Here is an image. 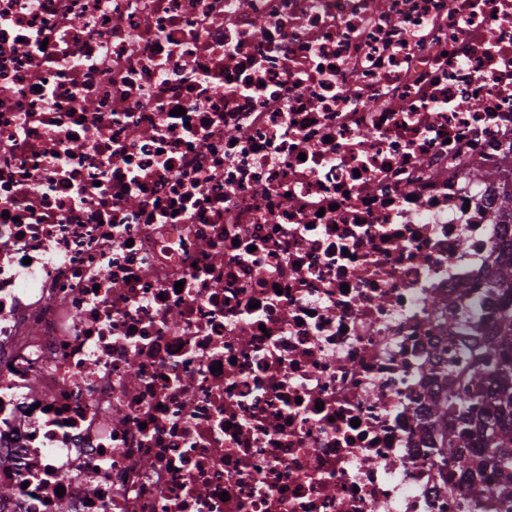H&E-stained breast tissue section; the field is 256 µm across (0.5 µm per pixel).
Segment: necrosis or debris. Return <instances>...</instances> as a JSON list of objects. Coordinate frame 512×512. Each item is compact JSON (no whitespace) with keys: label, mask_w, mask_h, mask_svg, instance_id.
I'll return each mask as SVG.
<instances>
[{"label":"necrosis or debris","mask_w":512,"mask_h":512,"mask_svg":"<svg viewBox=\"0 0 512 512\" xmlns=\"http://www.w3.org/2000/svg\"><path fill=\"white\" fill-rule=\"evenodd\" d=\"M511 148L512 0H0V512H458Z\"/></svg>","instance_id":"obj_1"}]
</instances>
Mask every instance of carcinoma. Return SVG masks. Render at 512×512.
Masks as SVG:
<instances>
[{"label":"carcinoma","instance_id":"cac0c4a2","mask_svg":"<svg viewBox=\"0 0 512 512\" xmlns=\"http://www.w3.org/2000/svg\"><path fill=\"white\" fill-rule=\"evenodd\" d=\"M458 306L446 334L450 342L464 341L458 356L434 369L437 391L424 432L434 434L442 484L450 468L462 476L460 509L477 512L495 493L499 510L512 512V243L502 248L482 295L461 306L448 300V307Z\"/></svg>","mask_w":512,"mask_h":512}]
</instances>
